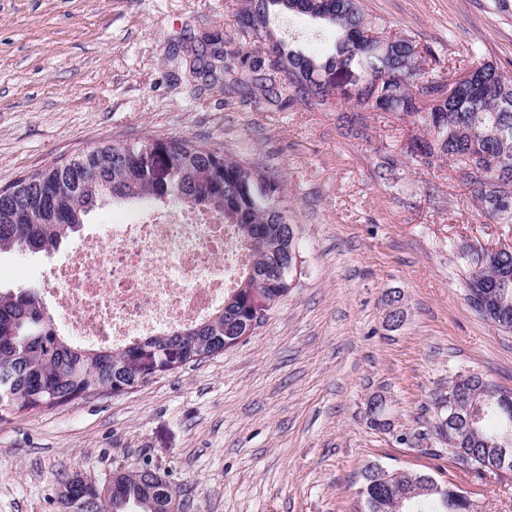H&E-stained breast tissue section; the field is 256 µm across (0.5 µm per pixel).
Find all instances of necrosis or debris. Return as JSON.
<instances>
[{"label": "necrosis or debris", "mask_w": 512, "mask_h": 512, "mask_svg": "<svg viewBox=\"0 0 512 512\" xmlns=\"http://www.w3.org/2000/svg\"><path fill=\"white\" fill-rule=\"evenodd\" d=\"M103 241L73 248L49 277L56 316L90 345L119 348L207 317L247 260L221 219L181 206L112 225Z\"/></svg>", "instance_id": "obj_1"}]
</instances>
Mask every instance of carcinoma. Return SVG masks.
Instances as JSON below:
<instances>
[{"mask_svg":"<svg viewBox=\"0 0 512 512\" xmlns=\"http://www.w3.org/2000/svg\"><path fill=\"white\" fill-rule=\"evenodd\" d=\"M304 15L336 33L333 53L322 57L301 47L315 39L279 38L270 18ZM239 36L224 37V67L200 59L189 71L223 82L224 94L282 110L297 101L317 105L340 102L352 115L348 126L364 128L366 111L392 114L426 131L407 143L406 153L431 163L448 160L456 169H488L489 161L508 167V174L487 182L478 175L464 181L501 224H512V77L476 51L464 59L445 60L416 37L387 33L365 13L361 0H245L237 21ZM346 68L358 75L336 91L328 77ZM470 76L464 90L446 98L434 94L455 77ZM145 141L114 142L85 151L79 161L53 162L23 175L0 190V253H51L80 231L88 216L107 203L150 201L187 205L213 212L233 229L248 255L234 288L224 293V306L194 324L156 336L137 337L119 349L90 347L60 336L39 292L31 287L0 289V405L41 408L87 396H107L131 386L126 362L141 348L164 353L177 348L185 363L217 356L224 340L242 332L249 302L259 295L278 303L292 280L282 282L281 261L298 260L301 236L290 237L288 211L273 206L283 187L274 175L246 164L218 148L187 138L157 139L169 156L165 182L142 170L136 156ZM500 307L512 312V259L487 270H468L464 289L501 281ZM487 388L508 397L483 396L476 426L478 436L447 441L448 455L466 464L467 449L487 451L512 420V392L492 381ZM377 503L371 512H390L396 496L409 491L408 479L395 476L363 483ZM170 481L135 470H117L103 486L80 472L61 481L60 497L69 512H166L174 500ZM410 512H471L468 498L448 487V494L423 493L412 498Z\"/></svg>","mask_w":512,"mask_h":512,"instance_id":"carcinoma-1","label":"carcinoma"}]
</instances>
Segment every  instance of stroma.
Returning a JSON list of instances; mask_svg holds the SVG:
<instances>
[{
    "mask_svg": "<svg viewBox=\"0 0 512 512\" xmlns=\"http://www.w3.org/2000/svg\"><path fill=\"white\" fill-rule=\"evenodd\" d=\"M243 0H0V187L89 146L184 137L272 171L302 229L299 284L224 354L136 389L63 406H0V512H67L59 480L119 468L164 474L187 512H362L368 465L468 491L476 512H512V473L478 479L433 430L435 398L462 372L512 391V334L481 319L463 277L478 252L512 249L449 163L402 153L421 128L344 106L277 112L192 81L186 58L234 33ZM386 30L451 56L476 50L512 74V9L493 0H364ZM391 160L388 179L376 176ZM109 204L78 234L154 210ZM69 252L0 254V286L44 289ZM403 295L404 319L386 297ZM386 400L392 429L366 415Z\"/></svg>",
    "mask_w": 512,
    "mask_h": 512,
    "instance_id": "1",
    "label": "stroma"
}]
</instances>
